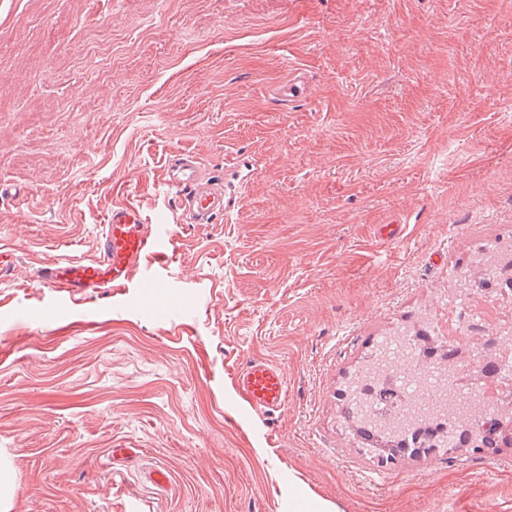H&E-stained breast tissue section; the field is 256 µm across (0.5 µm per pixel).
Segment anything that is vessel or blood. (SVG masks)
<instances>
[{"label": "vessel or blood", "instance_id": "vessel-or-blood-1", "mask_svg": "<svg viewBox=\"0 0 512 512\" xmlns=\"http://www.w3.org/2000/svg\"><path fill=\"white\" fill-rule=\"evenodd\" d=\"M314 93V86L301 76L290 79L276 91L284 102L305 100ZM167 180L178 190L181 204L193 222L210 224L223 214L222 192L209 183L193 156L172 155L167 164ZM161 252L162 243L139 206L131 202L116 204L106 217L94 259L54 261L40 268L38 278L47 287L71 296L120 288L129 281L143 257ZM236 380L252 410L269 414L284 408L288 382L277 364L251 360L240 368Z\"/></svg>", "mask_w": 512, "mask_h": 512}]
</instances>
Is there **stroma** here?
I'll return each mask as SVG.
<instances>
[{
  "instance_id": "stroma-1",
  "label": "stroma",
  "mask_w": 512,
  "mask_h": 512,
  "mask_svg": "<svg viewBox=\"0 0 512 512\" xmlns=\"http://www.w3.org/2000/svg\"><path fill=\"white\" fill-rule=\"evenodd\" d=\"M296 68L318 94L279 104ZM0 97L10 512H512V447L386 464L347 418L384 337L512 323L456 291L512 235V0H0ZM178 152L215 223H184ZM127 198L166 260L88 299L39 281ZM251 359L281 412L240 395ZM167 180L180 193L181 205L197 224H212L224 213V198L213 187L196 159L188 154H173L167 164ZM236 380L252 410L269 414L286 405L288 382L277 364L262 359L251 360L240 368Z\"/></svg>"
}]
</instances>
